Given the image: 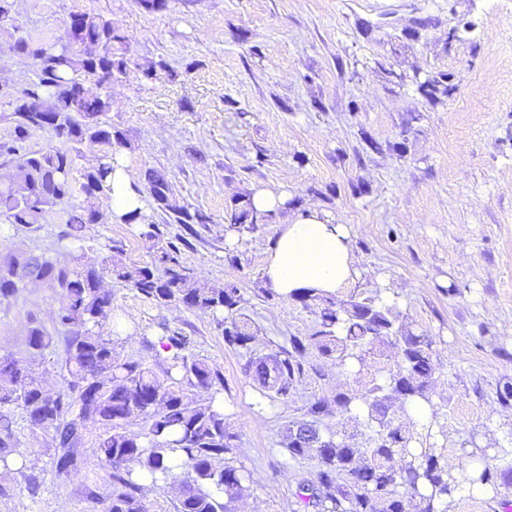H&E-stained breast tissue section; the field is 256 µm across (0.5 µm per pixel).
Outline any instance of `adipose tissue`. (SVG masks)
Listing matches in <instances>:
<instances>
[{
    "label": "adipose tissue",
    "instance_id": "adipose-tissue-1",
    "mask_svg": "<svg viewBox=\"0 0 512 512\" xmlns=\"http://www.w3.org/2000/svg\"><path fill=\"white\" fill-rule=\"evenodd\" d=\"M109 184L113 223H123L133 213H145L144 198L135 190L121 156L112 160ZM353 273L345 225L330 221L315 208L279 224L263 269L266 288L286 299L309 290L335 294L348 284Z\"/></svg>",
    "mask_w": 512,
    "mask_h": 512
}]
</instances>
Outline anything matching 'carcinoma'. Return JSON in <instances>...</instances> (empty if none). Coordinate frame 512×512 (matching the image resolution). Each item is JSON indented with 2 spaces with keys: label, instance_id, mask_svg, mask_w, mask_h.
Returning a JSON list of instances; mask_svg holds the SVG:
<instances>
[{
  "label": "carcinoma",
  "instance_id": "obj_1",
  "mask_svg": "<svg viewBox=\"0 0 512 512\" xmlns=\"http://www.w3.org/2000/svg\"><path fill=\"white\" fill-rule=\"evenodd\" d=\"M77 23L61 39L37 43L23 36L11 48L32 61V77L10 92L13 111L0 117L13 127V138L0 143V225L15 234H31L58 216L57 207L73 197L71 172L83 148L98 149L97 165L86 170L80 191L85 205L63 211L56 242L82 238L89 224H105L112 212L94 206L112 173V156L123 145L120 134L105 120L110 109L112 80L127 74L125 37L112 22L80 12ZM447 75L427 80L434 103L448 95ZM46 131L64 148L32 150L27 140L34 131ZM150 197L169 214L168 224L181 232L167 238L153 259L128 265L112 246L108 265L89 264L81 254L68 266L58 265L45 251L30 250L0 255V304L29 283L54 293L55 317L46 327L32 317L26 345L43 353L63 337L66 386L44 388L32 364L10 354L0 355V465L9 468L8 456L18 447L16 414L28 425L53 432L55 468L67 475L74 466L72 449L89 428L103 427L95 438L101 462L109 470L110 491L105 512H146L141 498L143 476L156 486L176 477L174 468L187 471L181 481L175 512H236L235 503L250 473L234 464L236 434L224 419V407L215 395L224 388V375L192 351L191 338L162 325V346L171 352L170 366L157 375L141 358L120 359L112 340L102 334L112 314V292L103 288L104 274L126 283L153 304L179 303L188 309L213 311L224 343L248 354L246 372L272 406L287 401L293 382L303 372L307 347L315 348L341 367L363 363L368 346L392 340L399 346L400 362L386 370L381 382L359 399L336 395L333 402L317 400L307 414L319 419L333 413L363 417L373 432L371 447L356 448L337 432H321L313 422L288 426L280 441L291 459L318 460L316 481L305 504L317 512H406L397 493L406 481L420 500V512H447L462 483L475 494L496 493L512 483V466L500 469L476 459L470 475L460 479L442 462L432 432L438 412L430 409L426 432L413 434L394 426L392 399L410 405L430 404L425 391L432 378V345L400 323L393 305H379L373 297H354L338 306L331 296L309 292L294 297L305 308L319 309L317 331L304 339L289 338L290 348L257 355L255 334L243 313L246 299L233 283L221 287L198 284L196 273L183 260L187 236L200 237L209 216L190 211L173 201L167 177L146 173ZM273 214L253 208L251 199L234 200L229 224L238 232L253 231L271 222ZM133 418L145 422L134 432Z\"/></svg>",
  "mask_w": 512,
  "mask_h": 512
}]
</instances>
